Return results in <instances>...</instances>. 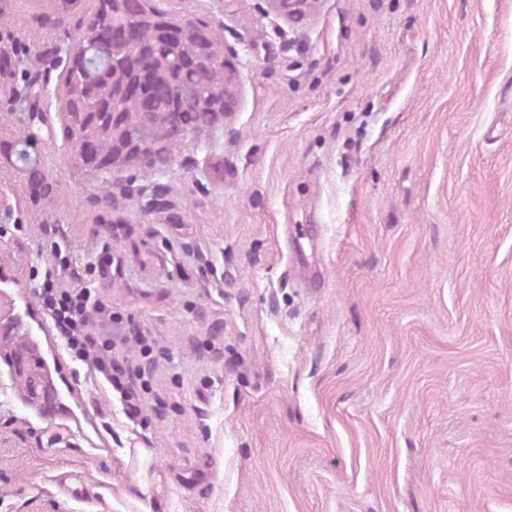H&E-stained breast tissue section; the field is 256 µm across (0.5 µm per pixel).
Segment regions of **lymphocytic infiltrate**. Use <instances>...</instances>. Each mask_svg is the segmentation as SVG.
Returning <instances> with one entry per match:
<instances>
[{
	"label": "lymphocytic infiltrate",
	"instance_id": "1",
	"mask_svg": "<svg viewBox=\"0 0 512 512\" xmlns=\"http://www.w3.org/2000/svg\"><path fill=\"white\" fill-rule=\"evenodd\" d=\"M45 251L50 260L43 265L41 307L50 317L64 349L75 361L85 365L106 393L119 396L127 418L141 422V394L151 387L150 368L167 352L152 338L136 337L139 361L118 357L120 342L113 329L122 317L102 296V284L119 267L111 247H102L93 262L74 263L65 238L54 227L44 231Z\"/></svg>",
	"mask_w": 512,
	"mask_h": 512
}]
</instances>
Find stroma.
<instances>
[{"mask_svg":"<svg viewBox=\"0 0 512 512\" xmlns=\"http://www.w3.org/2000/svg\"><path fill=\"white\" fill-rule=\"evenodd\" d=\"M42 2L0 12L7 136L56 130L50 202L0 157V512H512V0H166L240 87L152 174L77 166L54 60L79 31ZM30 80L49 97L15 100ZM107 192L103 295L169 352L145 428L57 350L33 277L48 225L93 260Z\"/></svg>","mask_w":512,"mask_h":512,"instance_id":"1","label":"stroma"}]
</instances>
